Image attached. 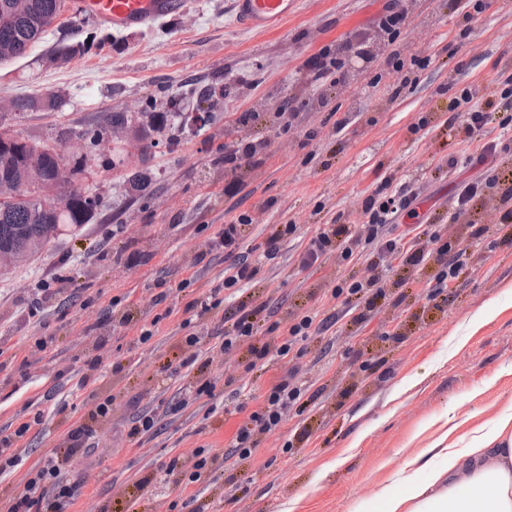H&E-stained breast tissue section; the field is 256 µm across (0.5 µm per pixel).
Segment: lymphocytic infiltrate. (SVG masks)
<instances>
[{
  "label": "lymphocytic infiltrate",
  "mask_w": 512,
  "mask_h": 512,
  "mask_svg": "<svg viewBox=\"0 0 512 512\" xmlns=\"http://www.w3.org/2000/svg\"><path fill=\"white\" fill-rule=\"evenodd\" d=\"M403 20L400 0H387L381 15L373 25L358 29L341 47L339 55L323 52L312 57L307 68L311 85L318 99H325L330 84H343L342 55L352 54L368 57L369 47L377 35L396 34ZM500 155L498 140L485 142L476 156L471 158L472 166L494 169ZM465 180L452 201L450 220L456 221L466 216L474 206L491 200L499 210V221L512 223V178H489L487 175ZM418 193L410 184H401L398 192L391 196H368L362 211L368 222L359 229H351L344 224H328L320 228L312 237L303 253L305 265L314 266L327 261L333 254H340L348 260L353 255L368 249H375L377 258L372 264V275L364 280L352 277L343 279L333 288V297H344L346 304L353 306L372 305L376 299L385 297L383 287L385 274L393 265L403 267L423 266L427 259H435L438 264L447 266L449 276H456L458 267L449 262L448 254L452 247L441 240L435 217H427L426 225L412 238L404 235H391L388 227L402 212L409 210L417 200ZM253 222L252 217L242 216L238 223L225 224L205 242L204 252L198 253V260L206 256H221L227 259L224 280L221 287L210 289L208 294L195 298L184 307L186 313L179 327L186 336L181 348L180 367L193 371L194 376L185 389L184 397L178 402V409L184 410L193 405L213 404L218 397L217 382L209 369L214 357L224 353L246 349L250 360L247 371L265 370L268 357L282 361L281 375L264 395L254 411H246L244 405H237V412L245 413L246 418L238 427L233 439L235 453L242 458L251 456L259 436L276 431L289 412L299 406L303 396L301 388L295 385V368L287 367L286 362L294 353L298 342L306 340L314 326V318L305 315L297 319L281 336L279 343L256 344L255 338L265 322L269 304L249 296L239 301L235 318L225 326L218 342L207 344L201 319L223 320L221 290L251 283L276 269L281 251L288 239L296 236L295 222L267 225L266 237L259 249H252L246 229ZM102 356H95L84 364L77 382L78 388H90L91 407L82 422L72 426L63 442L55 448L41 464L26 472H19L27 450L22 441L31 427L42 425L43 411H36L27 422L8 434H0V476L17 475L21 490L18 494L0 498V512H65L79 493V483L72 471L73 461L89 450V442L99 435L102 425L112 417L113 396H100L95 385L101 380ZM224 457L213 449L196 448L190 457H173L167 464L166 473H180L186 483L198 482L202 475L223 470Z\"/></svg>",
  "instance_id": "1"
}]
</instances>
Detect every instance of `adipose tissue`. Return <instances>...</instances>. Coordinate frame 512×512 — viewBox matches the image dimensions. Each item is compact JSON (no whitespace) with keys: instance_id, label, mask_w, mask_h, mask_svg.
<instances>
[{"instance_id":"adipose-tissue-1","label":"adipose tissue","mask_w":512,"mask_h":512,"mask_svg":"<svg viewBox=\"0 0 512 512\" xmlns=\"http://www.w3.org/2000/svg\"><path fill=\"white\" fill-rule=\"evenodd\" d=\"M435 457L428 478L405 464L356 512H512V407L463 447Z\"/></svg>"}]
</instances>
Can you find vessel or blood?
<instances>
[{
	"instance_id": "obj_1",
	"label": "vessel or blood",
	"mask_w": 512,
	"mask_h": 512,
	"mask_svg": "<svg viewBox=\"0 0 512 512\" xmlns=\"http://www.w3.org/2000/svg\"><path fill=\"white\" fill-rule=\"evenodd\" d=\"M297 3L298 0H231V10L243 28L277 30L293 14ZM78 5L120 31L153 25L179 11L181 0H78Z\"/></svg>"
}]
</instances>
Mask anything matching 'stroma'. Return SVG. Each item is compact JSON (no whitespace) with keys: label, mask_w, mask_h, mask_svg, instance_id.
I'll return each mask as SVG.
<instances>
[{"label":"stroma","mask_w":512,"mask_h":512,"mask_svg":"<svg viewBox=\"0 0 512 512\" xmlns=\"http://www.w3.org/2000/svg\"><path fill=\"white\" fill-rule=\"evenodd\" d=\"M385 0H299L281 30L264 33L238 26L229 0H183L181 9L149 27L108 37L104 48L60 67H44L53 49L106 35L92 16L65 10L29 56L0 67V99L51 95L52 109L29 110L12 123L26 135L47 137L62 127L80 129L108 112H129L155 99L159 111L177 108L182 117L210 113L205 126L175 125L159 135L149 163L152 194L129 200L124 181L137 157L87 184L101 199L97 216L75 235L60 237L30 261L0 270V430L22 421L28 404L45 411L43 425L23 440L22 469L43 461L79 423L89 392L78 389L75 372L106 337L99 393L113 395L112 419L95 450L72 468L80 495L67 512H355L356 504L386 484L399 465L442 437L468 438L483 423L512 406V223H499L492 206L476 208L470 223L441 224L443 240L463 247L457 276L436 283L440 267H393L385 300L367 312L349 308L331 291L348 276H371L370 255L330 258L307 267L302 256L323 225L341 219L361 225L364 198L380 191L387 177L415 182V214L449 205L458 183L475 175L468 164L479 144L499 138L507 149L501 173L512 172V109L504 108L497 85L512 73V0H480L471 15L449 9L448 0H402L406 22L394 41L380 40L374 57L344 58L346 84L325 105L312 103L305 65L325 47L346 42L377 19ZM402 64L409 86L391 99L392 61ZM252 80L249 89L235 76ZM209 88L202 102L191 86ZM471 88L473 99L460 94ZM307 100L291 130L274 119L283 97ZM473 106L489 113L483 130L466 139L447 125L451 112ZM244 112L248 124H237ZM259 145V164L249 166L233 194L224 192L221 145ZM459 164L449 169V157ZM255 218L248 230L261 243L268 224L295 221L299 230L284 247L273 281L224 291L231 314L241 294L268 300L273 313L258 343L279 341L288 321L308 314L331 319L328 329L301 342L295 382L304 392L303 412H289L274 433L260 436L248 458L232 451L241 415L176 411L190 379L162 370L174 360L179 317L156 320L152 297L169 288L170 303L184 306L221 282L225 263L194 264L207 236L241 214ZM104 258L88 264L90 252ZM85 286L81 303L63 300L41 313L36 327L23 328L17 309L33 304L37 283L57 272ZM140 323L159 331L145 344L134 331L113 324L112 297ZM50 336L53 346L31 354L26 335ZM124 369L112 374L113 362ZM281 364L247 371L243 352L215 358L217 381L235 378L257 407L279 375ZM408 389H400L403 378ZM156 411L160 432L130 442L125 426L136 407ZM224 456V471L183 485L165 466L197 446ZM151 477L153 492L139 498L137 482Z\"/></svg>","instance_id":"obj_1"}]
</instances>
